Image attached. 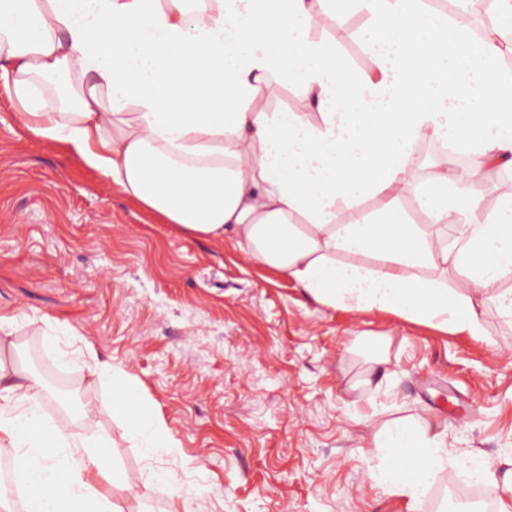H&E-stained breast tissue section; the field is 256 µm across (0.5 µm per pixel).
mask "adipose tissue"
<instances>
[{
	"label": "adipose tissue",
	"instance_id": "obj_1",
	"mask_svg": "<svg viewBox=\"0 0 512 512\" xmlns=\"http://www.w3.org/2000/svg\"><path fill=\"white\" fill-rule=\"evenodd\" d=\"M358 10L375 69L348 80L335 46L311 32ZM507 49L512 40L474 37L466 11L425 0H0V74L35 136L68 144L185 236L245 248L319 304L471 336L484 335L486 307L512 321V196L488 212L473 190L488 165L512 167ZM275 80L297 85L313 115L253 109ZM427 139L473 165L413 185L406 173ZM410 194L425 223L401 209ZM368 197L377 208L358 210ZM451 275L467 283L453 299ZM94 376L139 411L127 432L145 456L173 447L122 372L103 363ZM37 387L0 363V442L18 450L25 512H124L94 474L134 493L168 486L155 473L131 482L103 437L51 430ZM375 448L377 481L412 504L448 465L444 440L407 422L386 425Z\"/></svg>",
	"mask_w": 512,
	"mask_h": 512
}]
</instances>
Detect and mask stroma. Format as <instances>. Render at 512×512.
Masks as SVG:
<instances>
[{
    "label": "stroma",
    "mask_w": 512,
    "mask_h": 512,
    "mask_svg": "<svg viewBox=\"0 0 512 512\" xmlns=\"http://www.w3.org/2000/svg\"><path fill=\"white\" fill-rule=\"evenodd\" d=\"M365 22L353 12L317 32L351 76L374 68ZM0 316V361L40 379L47 423L97 431L131 479L172 476L177 495L139 499L94 476L127 512H457L453 469L413 509L377 484L374 438L396 419L429 426L453 457L512 458V323L495 310L469 336L316 303L232 243L157 223L34 136L1 77ZM97 361L134 382L173 449L150 461L133 447Z\"/></svg>",
    "instance_id": "1"
}]
</instances>
